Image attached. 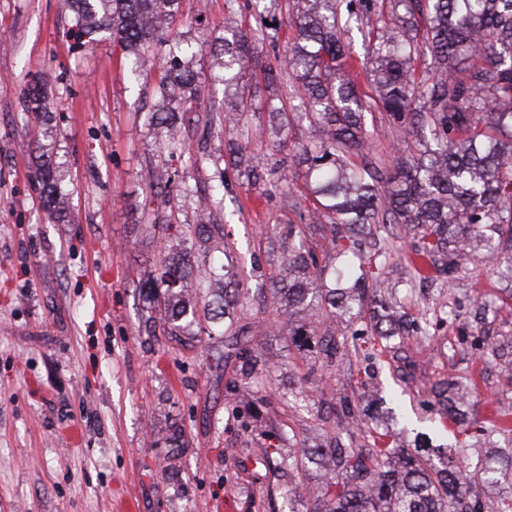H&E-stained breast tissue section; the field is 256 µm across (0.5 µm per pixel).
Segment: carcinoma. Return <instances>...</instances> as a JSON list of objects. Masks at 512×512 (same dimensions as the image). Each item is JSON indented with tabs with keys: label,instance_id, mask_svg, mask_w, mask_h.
<instances>
[{
	"label": "carcinoma",
	"instance_id": "obj_1",
	"mask_svg": "<svg viewBox=\"0 0 512 512\" xmlns=\"http://www.w3.org/2000/svg\"><path fill=\"white\" fill-rule=\"evenodd\" d=\"M65 2L80 28L104 33L122 46L131 82H139L155 64L164 98L181 104L184 115L201 109L197 74L178 61L195 55L194 47L178 43L166 56L154 53V45L167 42L166 25L179 0ZM286 2L285 24L297 35L285 41L277 66H266L267 78H275L277 68L288 70L304 90V111L288 112V102L280 98L268 100L264 109L278 129L276 147L288 139L294 119L315 132L313 140L297 145L296 157L316 204L312 223L329 225L337 255H360L359 235L366 231L380 236L389 250L396 238L390 226L400 224L412 239L413 254L429 265L427 274L411 265L413 277H448L464 258L486 250L495 260L501 250L509 257L497 273L512 282V0H348L350 17L360 11L377 14L374 24L360 29L372 48L369 94L342 75L352 53L338 0ZM265 43L277 47L276 36L262 29H241L224 43L223 122L236 124L244 113L256 111L254 100L234 93L233 86ZM420 63L425 65L421 78ZM374 109L396 124L431 129L432 143L402 163L392 181L367 159L365 114ZM37 175L46 211L64 219L56 169L44 160ZM216 229L195 224L186 235L163 238L159 273L149 274L142 288L149 301L163 304V335L192 341L204 333L233 346L241 379L229 393L250 403L252 380L258 369H270V362L251 344L247 325L240 324L249 306L237 289L226 287L237 271L222 264L218 277L190 260L198 246L227 253ZM193 279L206 283L201 300L213 311L205 328L196 326L187 298ZM275 284L279 326L288 328L297 351L313 354L323 369L333 370L348 352L346 337L329 327L322 331L312 321L293 323L298 312L316 303L326 313H350L369 300L376 335L387 340L399 326L385 301L369 298L364 276L353 277V264L341 262L326 272L314 265L301 238L284 249ZM306 453L325 471L310 512H504L478 496L465 501L461 465L446 447L436 449L433 460L419 452L399 455L376 436L369 448L315 444Z\"/></svg>",
	"mask_w": 512,
	"mask_h": 512
}]
</instances>
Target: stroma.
<instances>
[{
  "instance_id": "35a3bbf8",
  "label": "stroma",
  "mask_w": 512,
  "mask_h": 512,
  "mask_svg": "<svg viewBox=\"0 0 512 512\" xmlns=\"http://www.w3.org/2000/svg\"><path fill=\"white\" fill-rule=\"evenodd\" d=\"M280 17L270 8L233 11L225 0H180L168 36L201 43L191 64L204 108L224 109L216 76L229 30ZM77 33L64 0H0V512H309L319 476L314 465L299 464L302 446L338 437L356 448L373 428L409 450L416 433H429L434 444L454 448L484 498L511 500L512 439L497 426L512 418V379L500 374L512 362V294L489 261L473 259L453 279L422 283L404 273L409 238L385 259L379 242L366 240L367 260L382 270L378 295L428 324L429 334L376 350L366 320L337 316L334 327L352 333L355 348L331 373L289 349L270 309L253 304L251 337L272 369L261 380L270 402L252 413L224 397L234 357L146 334L152 308L141 281L163 219L223 224L242 288H270L289 225H306L315 205L294 157L313 132L291 127L279 149L263 110L234 128L183 123L185 146L204 149L208 160L190 172L191 193L177 190L162 202L146 188L148 171L165 177L185 163L165 147V128L149 123L163 106L160 71L130 86L120 47L108 39L81 47ZM274 62L264 50L239 82L245 96H299L288 74L266 84L260 68ZM34 84L46 89L52 120L23 111ZM366 133L387 176L425 139L378 111L368 113ZM232 138L270 168L264 182L248 185L225 167ZM40 145L66 193L61 223L43 206ZM283 175L289 203L279 190ZM220 180L224 198L210 216L197 198ZM448 379L467 393V425H439L429 390ZM361 392L379 404L372 425L326 418L329 406ZM490 467L497 471L491 484L480 479Z\"/></svg>"
}]
</instances>
